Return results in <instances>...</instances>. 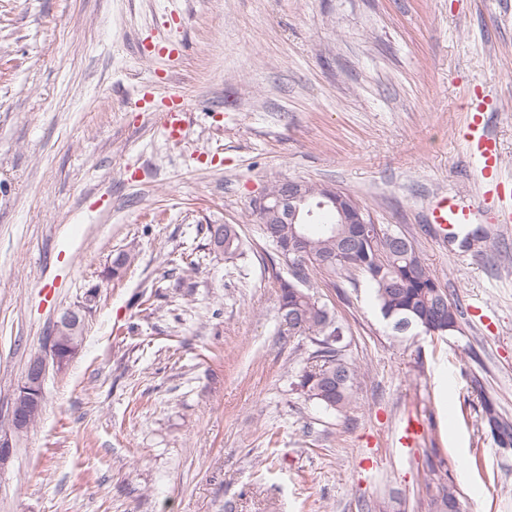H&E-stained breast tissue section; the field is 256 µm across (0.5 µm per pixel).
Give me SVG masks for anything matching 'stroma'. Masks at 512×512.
<instances>
[{"label": "stroma", "mask_w": 512, "mask_h": 512, "mask_svg": "<svg viewBox=\"0 0 512 512\" xmlns=\"http://www.w3.org/2000/svg\"><path fill=\"white\" fill-rule=\"evenodd\" d=\"M477 87L512 175V0H0V434L31 354L97 292L12 438L0 512H427L430 459L461 512H512L483 412L512 422V224L456 136ZM284 179L355 195L466 310L444 338H397L366 284L314 272L363 373L343 416L291 386L310 345L280 331L251 210ZM449 193L486 239L431 221ZM211 224L240 225L245 255L215 254ZM167 104L161 110L162 126L167 137L173 141H182L185 137L188 109L182 97L175 93L164 96Z\"/></svg>", "instance_id": "35a3bbf8"}]
</instances>
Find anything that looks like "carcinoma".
<instances>
[{"label": "carcinoma", "mask_w": 512, "mask_h": 512, "mask_svg": "<svg viewBox=\"0 0 512 512\" xmlns=\"http://www.w3.org/2000/svg\"><path fill=\"white\" fill-rule=\"evenodd\" d=\"M282 181L267 189L268 207L278 212H264L253 207L262 237L269 242L288 277L275 275L279 285L278 318L291 337L306 340L312 346L305 366L296 374L294 389L316 402L324 411L342 414L354 399L359 371L349 363L341 342L346 326L328 305L311 292L312 273L325 272L342 283L364 281L374 293L383 318L391 329L405 333L419 329L428 335L445 336L459 324L462 308L448 300L438 277L422 258L413 240L388 229L378 233L373 224L350 250H345L347 225L340 223L332 209L338 233L330 234L326 225L307 220V212L318 210L321 184L301 181L302 200L296 218L288 215L287 205L279 204ZM210 242L220 241L224 259L243 255V239L237 224L207 225ZM46 342L61 355H75L82 339L57 333ZM491 431L499 434L501 444L512 443V424L498 415L489 401L483 403ZM442 464H429L428 477L439 488L427 503V512H448V503L456 500L445 484Z\"/></svg>", "instance_id": "obj_1"}]
</instances>
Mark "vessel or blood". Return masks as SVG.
I'll return each mask as SVG.
<instances>
[{
  "label": "vessel or blood",
  "mask_w": 512,
  "mask_h": 512,
  "mask_svg": "<svg viewBox=\"0 0 512 512\" xmlns=\"http://www.w3.org/2000/svg\"><path fill=\"white\" fill-rule=\"evenodd\" d=\"M167 104L161 113L162 126L169 139L183 140L186 132L188 109L178 94L166 97ZM488 97L483 93L470 96L465 109L460 137L465 151L474 161L480 175L486 199L495 204L498 223H512V177L505 175L498 142L487 124ZM474 212L457 196L447 195L438 200L432 210L434 223L449 228H462L472 219Z\"/></svg>",
  "instance_id": "b4317fda"
}]
</instances>
